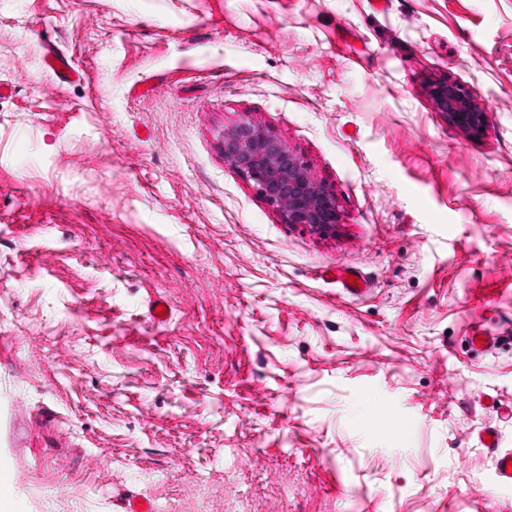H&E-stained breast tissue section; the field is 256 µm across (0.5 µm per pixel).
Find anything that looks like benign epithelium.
I'll list each match as a JSON object with an SVG mask.
<instances>
[{"mask_svg": "<svg viewBox=\"0 0 512 512\" xmlns=\"http://www.w3.org/2000/svg\"><path fill=\"white\" fill-rule=\"evenodd\" d=\"M439 107L465 130L481 122L470 91L441 83L433 90ZM224 157L252 185L287 224L306 225L328 233L337 223L336 200L315 180L303 159L274 131L242 121L224 131Z\"/></svg>", "mask_w": 512, "mask_h": 512, "instance_id": "benign-epithelium-1", "label": "benign epithelium"}]
</instances>
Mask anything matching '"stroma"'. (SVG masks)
Listing matches in <instances>:
<instances>
[{
  "mask_svg": "<svg viewBox=\"0 0 512 512\" xmlns=\"http://www.w3.org/2000/svg\"><path fill=\"white\" fill-rule=\"evenodd\" d=\"M0 83L22 512H512L479 439L512 448V0H0ZM242 120L334 193L333 233L225 159ZM43 63L50 75L59 83L70 82L77 75L67 57L52 43L44 46ZM433 95L454 124L465 130L479 128L481 115L474 108L470 91L456 84L441 83L434 88ZM321 276L333 280L347 297H362L371 290V284L366 276L352 266L336 265L326 268L321 272ZM349 276L356 277L354 284L349 283Z\"/></svg>",
  "mask_w": 512,
  "mask_h": 512,
  "instance_id": "stroma-1",
  "label": "stroma"
}]
</instances>
